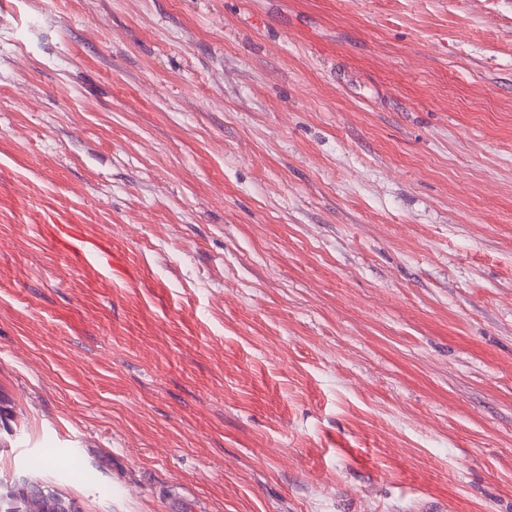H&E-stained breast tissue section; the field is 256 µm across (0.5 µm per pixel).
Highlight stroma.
I'll list each match as a JSON object with an SVG mask.
<instances>
[{
  "instance_id": "obj_1",
  "label": "stroma",
  "mask_w": 512,
  "mask_h": 512,
  "mask_svg": "<svg viewBox=\"0 0 512 512\" xmlns=\"http://www.w3.org/2000/svg\"><path fill=\"white\" fill-rule=\"evenodd\" d=\"M512 512V0H0V494Z\"/></svg>"
}]
</instances>
